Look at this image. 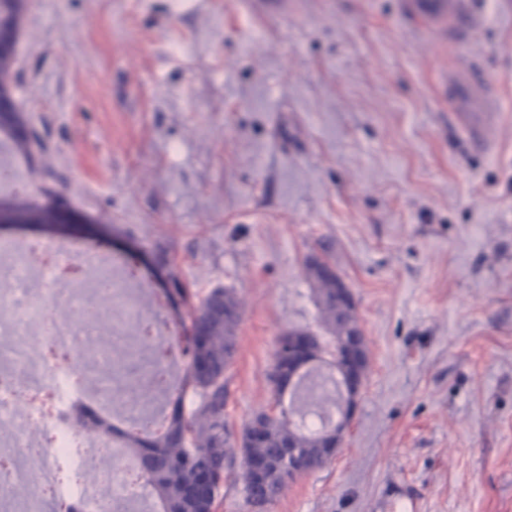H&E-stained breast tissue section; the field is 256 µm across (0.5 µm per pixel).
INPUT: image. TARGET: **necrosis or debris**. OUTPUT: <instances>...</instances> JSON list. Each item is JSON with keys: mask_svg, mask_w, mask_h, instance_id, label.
<instances>
[{"mask_svg": "<svg viewBox=\"0 0 512 512\" xmlns=\"http://www.w3.org/2000/svg\"><path fill=\"white\" fill-rule=\"evenodd\" d=\"M137 284L124 261L94 246L0 239V512H50L55 499L87 500L96 512H110L112 501L140 493L126 470L104 481L96 451L112 439L85 437L73 417L82 404L111 408L113 376L138 356L126 334L143 324L134 307ZM60 350L91 360L92 379L79 386L61 372L53 359ZM179 387L178 358H163L153 405L124 407L126 423L156 414V400ZM33 468L40 483L17 496Z\"/></svg>", "mask_w": 512, "mask_h": 512, "instance_id": "necrosis-or-debris-1", "label": "necrosis or debris"}]
</instances>
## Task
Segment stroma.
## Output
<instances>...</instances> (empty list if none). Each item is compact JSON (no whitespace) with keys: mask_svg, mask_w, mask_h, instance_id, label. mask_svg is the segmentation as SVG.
<instances>
[{"mask_svg":"<svg viewBox=\"0 0 512 512\" xmlns=\"http://www.w3.org/2000/svg\"><path fill=\"white\" fill-rule=\"evenodd\" d=\"M411 0H29L14 97L78 240L244 303L232 443L279 336L317 330L305 264L349 287L369 366L341 447L264 512H512V0L465 39ZM470 81L493 130L453 118ZM233 450L214 512L246 504Z\"/></svg>","mask_w":512,"mask_h":512,"instance_id":"35a3bbf8","label":"stroma"}]
</instances>
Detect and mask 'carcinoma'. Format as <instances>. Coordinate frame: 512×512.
I'll return each mask as SVG.
<instances>
[{
  "label": "carcinoma",
  "instance_id": "obj_1",
  "mask_svg": "<svg viewBox=\"0 0 512 512\" xmlns=\"http://www.w3.org/2000/svg\"><path fill=\"white\" fill-rule=\"evenodd\" d=\"M25 0H0V32H20ZM10 141L15 153L29 158L39 139L24 107L18 102L0 105V139ZM59 207L52 201L28 209L29 224H56ZM320 327L329 335L320 352L349 339L356 315L336 308V282L319 275L313 263L306 265ZM179 336L176 337L183 361L179 393L166 411V425L160 431L133 425L118 427L106 416L94 419L98 435H110L138 464L143 478L141 497L152 502L151 512H212L221 484L224 465L230 458V436L224 423V375L230 369L237 349V328L244 304L228 288L213 289L197 306L188 305L189 290L171 272L164 288ZM269 381L275 404L262 410L245 425L242 435V489L245 501L264 508L285 494L295 477L288 473V448L299 451L310 473L324 466L330 457L323 453L328 435L325 430L310 431L292 420V414L305 409L320 410L333 404V398L320 394L313 402L300 398L295 409L280 407V397L288 387V336L279 339ZM149 382L120 381L115 388L119 400H140L147 395ZM264 465L263 477L255 479L252 466Z\"/></svg>",
  "mask_w": 512,
  "mask_h": 512
}]
</instances>
